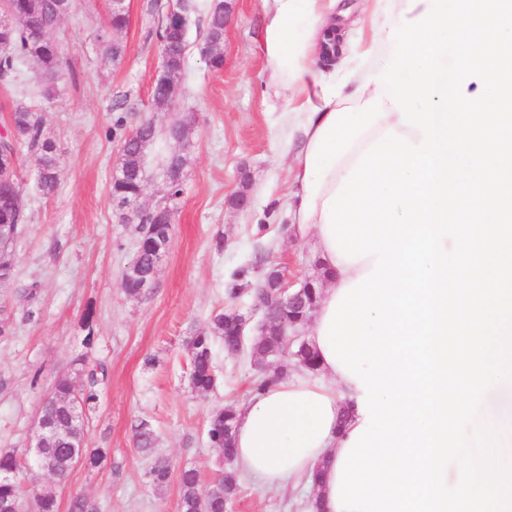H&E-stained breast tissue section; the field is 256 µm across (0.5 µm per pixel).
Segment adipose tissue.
I'll return each mask as SVG.
<instances>
[{
    "instance_id": "obj_1",
    "label": "adipose tissue",
    "mask_w": 512,
    "mask_h": 512,
    "mask_svg": "<svg viewBox=\"0 0 512 512\" xmlns=\"http://www.w3.org/2000/svg\"><path fill=\"white\" fill-rule=\"evenodd\" d=\"M337 2L263 0L261 49L275 94L287 105L288 126L298 138L290 160V232L313 241L327 277L307 335L317 371L269 381L234 408L239 473L266 490L308 488L313 498L308 512H337L332 498L336 463L364 420L358 405L360 387L327 360L319 332L340 289L369 273L374 263L370 256L355 263L337 256L321 207L364 150L387 130L414 143L422 140L421 131L402 125L394 104L383 101L384 118L355 140L331 168L317 196H310L305 187L306 163L320 128L336 110L363 105L381 92L373 77L392 56L389 30L400 26L401 10H410L416 18L427 9L423 2L410 9L407 0H363L360 25L365 34L353 41L345 36ZM307 199L316 206L309 217L303 211Z\"/></svg>"
}]
</instances>
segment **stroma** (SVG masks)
<instances>
[{
  "label": "stroma",
  "mask_w": 512,
  "mask_h": 512,
  "mask_svg": "<svg viewBox=\"0 0 512 512\" xmlns=\"http://www.w3.org/2000/svg\"><path fill=\"white\" fill-rule=\"evenodd\" d=\"M214 4L189 0L183 77L168 109L152 105L162 62L156 27L178 0H126L128 23L116 38L127 53L117 61L98 39L112 0H71L50 33L65 57L52 81L30 61L0 76V136L10 133L16 105L28 106L55 142L61 165L59 184L47 195L37 184L35 155L19 153L27 219L12 248L15 277L0 285V305L13 325L12 334L0 336V452L28 456L42 403L58 377L79 388L86 369L101 364L107 371L84 418L85 444L106 449L105 461L95 469L76 466L61 480H37L55 493L59 512H69L77 495L95 501L99 512H180L177 482L161 490L147 482L155 460L175 473L195 468L210 485L224 466L207 438L212 413L244 400L256 378L299 371L287 357L259 366L246 352L225 355L218 341L215 389L201 394L190 383V336L229 305L254 309L250 296L232 302L224 293L239 268L265 251L287 266L292 284L321 273L312 243L288 231L289 134L279 121L284 103L266 84L262 0H236L219 71L199 53ZM118 106L128 128L146 119L155 126L140 209L164 202L168 157L181 150L189 155L167 257L138 299L120 286L137 229L110 195L121 150L120 137L109 134ZM180 123L188 128L184 144L169 135ZM240 193L249 198L243 209L231 203ZM33 283L38 296L28 311L19 292ZM89 309L96 336L90 347L80 328ZM80 357L85 366H77ZM140 420L156 431L153 453L134 446L132 427ZM307 501L305 488L266 491L245 479L234 512H305Z\"/></svg>",
  "instance_id": "stroma-1"
}]
</instances>
